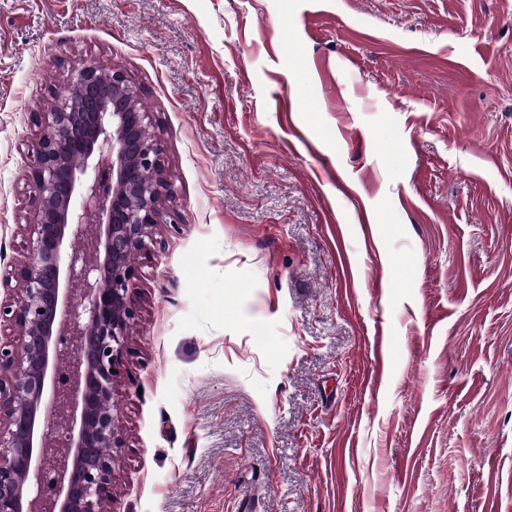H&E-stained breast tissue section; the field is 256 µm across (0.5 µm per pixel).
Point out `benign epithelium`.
<instances>
[{"label":"benign epithelium","instance_id":"obj_1","mask_svg":"<svg viewBox=\"0 0 512 512\" xmlns=\"http://www.w3.org/2000/svg\"><path fill=\"white\" fill-rule=\"evenodd\" d=\"M68 77L78 95L33 114L24 253L0 273V320L17 332L0 343V512L112 502V449L124 447L112 401L138 316L134 257L172 195L139 88L95 60Z\"/></svg>","mask_w":512,"mask_h":512}]
</instances>
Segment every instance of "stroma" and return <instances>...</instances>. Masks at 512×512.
<instances>
[{"mask_svg": "<svg viewBox=\"0 0 512 512\" xmlns=\"http://www.w3.org/2000/svg\"><path fill=\"white\" fill-rule=\"evenodd\" d=\"M90 58L173 189L112 512H512V0H0V270Z\"/></svg>", "mask_w": 512, "mask_h": 512, "instance_id": "35a3bbf8", "label": "stroma"}]
</instances>
